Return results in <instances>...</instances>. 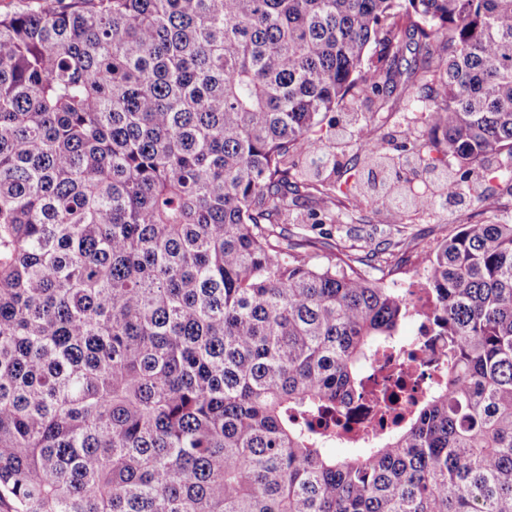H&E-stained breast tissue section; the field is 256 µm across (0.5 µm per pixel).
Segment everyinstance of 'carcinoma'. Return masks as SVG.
Masks as SVG:
<instances>
[{"label": "carcinoma", "mask_w": 512, "mask_h": 512, "mask_svg": "<svg viewBox=\"0 0 512 512\" xmlns=\"http://www.w3.org/2000/svg\"><path fill=\"white\" fill-rule=\"evenodd\" d=\"M444 191L512 158V0H24L0 14V504L8 512H512V223L429 255L446 372L344 460L325 420L409 301L294 197L401 42ZM359 158L391 167L354 120ZM376 210L383 194L348 189ZM331 251L317 263L315 243Z\"/></svg>", "instance_id": "carcinoma-1"}]
</instances>
